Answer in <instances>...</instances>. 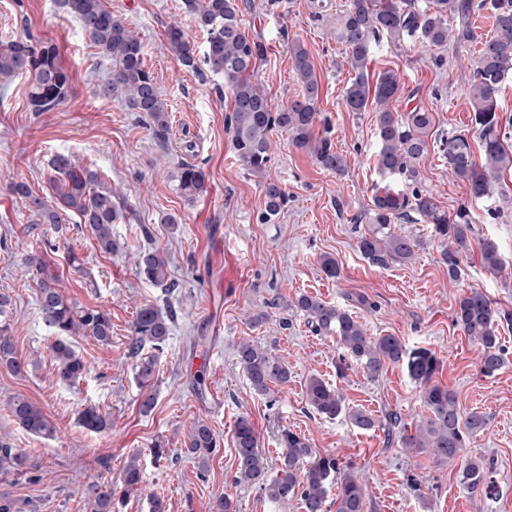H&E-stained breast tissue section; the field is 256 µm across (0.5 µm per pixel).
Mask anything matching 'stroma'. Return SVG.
I'll return each instance as SVG.
<instances>
[{
    "instance_id": "1",
    "label": "stroma",
    "mask_w": 512,
    "mask_h": 512,
    "mask_svg": "<svg viewBox=\"0 0 512 512\" xmlns=\"http://www.w3.org/2000/svg\"><path fill=\"white\" fill-rule=\"evenodd\" d=\"M238 3L246 32L264 47L255 77L273 106L299 93L289 42L307 47L321 81L318 110L328 117L332 139L347 160L344 175H336L320 168L308 150L293 146L288 133H274L269 174L286 189L289 201L271 224L258 221L263 192L237 163L224 129L230 93L219 92L215 78L178 67L165 49L166 31L174 23L188 32L196 51L205 47L206 36L183 0H105L137 30L144 64L167 99L171 128L163 140L120 97L96 96L111 63L90 45L76 20L57 12L54 0H0V42L28 30L55 43L72 81L67 100L51 112L31 111L27 77L0 85V294L11 300L15 350L30 364L28 373L18 376L0 367V441L31 453L42 474L36 485L0 477V495L35 500L40 512H85L83 485L116 478L135 454L143 465V483L123 512H149L153 496L162 498L166 512H210L213 499L222 494L239 512H302L298 501L278 504L259 486L233 484V430L244 415L260 438L266 475L276 473L280 431L293 430L316 454L335 456L365 484L366 512H512V326L500 329L507 349L504 364L487 377L476 343L453 322L459 297L473 288L512 311V195L470 199L466 185L449 177L437 148L449 132L472 127L464 68L476 56L480 39L492 32L489 12L471 18L475 40L449 43L443 64H435L432 51L424 48L385 43L372 64L401 76L393 110L421 104L433 115L430 148L420 164L424 186L447 211L469 204L481 219L484 237L499 246L501 271L486 270L475 249L461 264V278L453 281L441 260L440 242L426 224L400 227L421 241L410 263L381 269L361 255L358 239L368 227L373 186L381 180L375 163L376 115L344 109L353 71L343 46L315 20L312 0H292L289 11L278 14L267 10L266 0ZM58 154L97 171L111 185L122 211L112 226L116 253L101 252L76 215L65 216L58 229L38 224L24 202L8 193L11 181L22 180L50 198L48 162ZM186 162L203 168L210 184L208 195L192 203L176 189L175 176ZM171 214L176 223H167ZM47 238L55 246L50 263L62 292L77 305L105 309L112 319L110 344L71 337L88 369L72 386L56 380L53 338L38 308L36 283L23 264ZM148 248L164 252L174 290L165 291L136 271V254ZM324 255L336 259L339 277L322 271ZM305 292L358 316L368 335L391 334L408 348L436 353L441 362L437 381L455 392L463 412L487 417L486 429L470 438L463 453L491 464V493L463 489L457 464L437 463L387 442L383 431L357 430L345 417L313 412L303 393L312 376L378 417L395 412L411 426L422 408L419 389L401 366L387 365L375 378L356 366L338 376L335 337L313 333L303 317L288 314L289 303ZM359 295L366 305L356 303ZM146 303L175 314L153 381L156 406L147 414L139 409L141 390L125 357L135 310ZM257 314L262 317L258 323L253 320ZM288 316L293 324L282 328ZM245 340L280 357L292 373L275 404L252 391L237 363V346ZM17 395L42 409L56 428L54 438L32 437L13 424L8 404ZM90 405L110 416L109 430L94 433L79 425L80 411ZM197 419L206 420L223 444L202 480L195 460L183 452V439ZM159 441L170 457L157 464L151 450ZM104 457L110 460L106 469L99 464Z\"/></svg>"
}]
</instances>
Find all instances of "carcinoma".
Returning <instances> with one entry per match:
<instances>
[{
	"instance_id": "carcinoma-1",
	"label": "carcinoma",
	"mask_w": 512,
	"mask_h": 512,
	"mask_svg": "<svg viewBox=\"0 0 512 512\" xmlns=\"http://www.w3.org/2000/svg\"><path fill=\"white\" fill-rule=\"evenodd\" d=\"M57 11L75 18L89 42L111 61L108 80L98 93L105 97L116 94L126 106L149 120L156 135L163 137L170 127V113L163 93L144 65V45L129 24L112 15L104 0H55ZM196 27L206 33V46L196 55L190 38L174 23L166 32V49L174 61L186 70L210 75L224 81L231 90L233 103L225 116V130L231 136L234 155L247 173L258 179L264 194L262 224L273 223L288 204V193L279 182L268 176L273 132L285 130L292 144L308 149L318 165L336 174L347 167L346 158L338 153L330 135L328 122L323 131H315L320 122L316 110L320 77L305 45L294 40L289 45L294 76L301 88L298 98L281 108H273L264 88L253 79L262 57L263 45L251 38L242 27L238 0H184ZM315 15L329 24L336 42L349 57L354 76L344 99L349 112L377 113L376 133L379 150L377 167L386 178L396 179L401 187L389 183L373 188L368 212L369 228L358 239V249L372 265L388 269L411 262L418 243L408 235L395 232L400 222L423 223L442 244L441 259L448 267V278L461 276V262L479 240L483 266L490 272L503 267L498 245L478 239L479 219L462 205L454 216L441 209L428 191L420 188V161L428 150L431 113L423 106L407 112H396L393 101L399 96L401 80L393 69L371 73L373 49L382 41L395 46L413 41L421 46L444 49L448 41L473 38L469 27L471 15L488 10L493 20V35L480 41L476 62L469 71L467 85L471 123L477 134L481 160H476L471 139L454 132L440 140L439 152L448 163V173L465 183L475 200L493 196L504 173L512 171V143L498 113L501 85L512 76V0H432L424 8L415 0H348L346 8L336 14ZM458 19V27L449 20ZM55 44L26 33L0 43V80L25 75L30 80L29 106L33 112H51L70 95V75L60 65ZM53 175L49 183L57 200L52 208L33 193L24 181L9 185V193L23 201L37 217L39 224L59 225L60 212L76 214L95 237L99 249L107 254L117 251L112 239V224L121 209L113 199L112 187L98 172L77 168L71 157L58 154L50 162ZM178 192L188 198L209 193L204 171L194 164H183L176 175ZM53 245L24 259L38 287V306L44 324L56 336L52 345L57 381L73 385L86 374L85 364L71 347L68 337L89 336L102 344L112 338L109 314L97 308L78 307L59 289L58 277L47 260ZM139 274L158 286L175 287L169 280L168 263L156 249L139 253L135 259ZM289 309L302 316L316 334L336 337L340 349L336 371L342 375L355 362L372 378L379 376L388 364L401 365L420 389V400L427 418L410 434L400 433L401 417L387 413L379 419L358 406L346 405L344 395L323 379L312 376L305 385L304 398L317 414L334 419L344 415L360 430H383L388 440L400 438L402 447L427 452L438 462L451 461L467 447L470 438L482 432L486 416L473 411L461 415L456 394L439 384L434 377L439 368L436 354L427 348L409 349L393 335L370 336L358 318L346 310L310 294L298 295ZM11 303L0 295V367L15 375L27 373L29 363L18 357L11 339ZM456 325L480 349L481 372L492 376L504 363V349L499 327L512 324V312L498 308L480 289L462 295L455 308ZM173 312L155 304L136 309L127 343L126 358L132 362L135 378L141 388L140 411L147 414L156 404L151 383L160 355L170 340ZM238 363L245 370L253 392L276 402L274 389L288 385L291 373L281 359L258 345L243 341L237 347ZM12 421L21 430L44 439L55 436V427L30 399L17 395L9 401ZM79 423L90 432H101L108 426L107 417L96 407L84 408ZM279 469L264 479L263 457L259 437L251 420L241 416L234 426L237 467L233 484L239 486L261 481V490L273 502L300 500L304 512H326L329 490L338 485L336 512H364L366 493L351 474L338 478L341 467L330 455L313 453L308 440L299 433L284 429L278 436ZM220 440L210 424L198 419L190 426L184 452L194 457L198 476L204 478L209 462L219 452ZM0 475L19 476L30 483L41 479L39 466L25 450L0 443ZM489 469L479 458H461L457 473L459 483L470 493L488 488ZM143 482L139 457L133 455L121 471L119 483L90 482L82 489L88 512H116L114 498L140 489ZM0 512H37L30 501L21 503L0 496Z\"/></svg>"
}]
</instances>
